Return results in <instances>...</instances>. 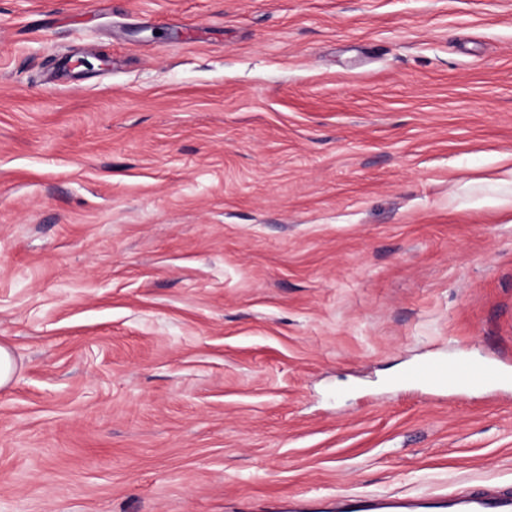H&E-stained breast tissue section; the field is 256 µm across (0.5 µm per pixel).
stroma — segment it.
Listing matches in <instances>:
<instances>
[{
	"instance_id": "stroma-1",
	"label": "stroma",
	"mask_w": 512,
	"mask_h": 512,
	"mask_svg": "<svg viewBox=\"0 0 512 512\" xmlns=\"http://www.w3.org/2000/svg\"><path fill=\"white\" fill-rule=\"evenodd\" d=\"M0 512L512 485V0H0ZM403 380L433 389L465 385L487 387L495 382H508L510 376L488 362L463 357L460 360H427L408 369Z\"/></svg>"
}]
</instances>
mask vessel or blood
Here are the masks:
<instances>
[{
    "instance_id": "obj_1",
    "label": "vessel or blood",
    "mask_w": 512,
    "mask_h": 512,
    "mask_svg": "<svg viewBox=\"0 0 512 512\" xmlns=\"http://www.w3.org/2000/svg\"><path fill=\"white\" fill-rule=\"evenodd\" d=\"M404 380L433 389H448L465 385L489 386L505 382L511 376L490 363L469 357L453 362L427 360L408 369ZM428 512H512V494L493 491L483 496L444 494L426 504Z\"/></svg>"
}]
</instances>
